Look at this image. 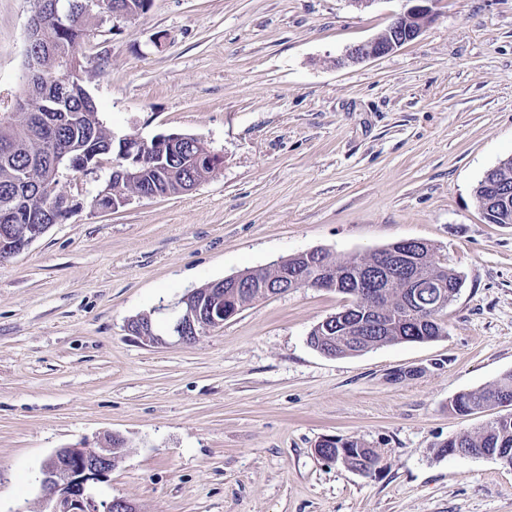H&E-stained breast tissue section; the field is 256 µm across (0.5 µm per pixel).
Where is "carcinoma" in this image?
<instances>
[{"label":"carcinoma","mask_w":512,"mask_h":512,"mask_svg":"<svg viewBox=\"0 0 512 512\" xmlns=\"http://www.w3.org/2000/svg\"><path fill=\"white\" fill-rule=\"evenodd\" d=\"M118 11L146 13L151 0H108ZM85 0H45L41 4L44 14L45 36L53 48L63 52L55 58L47 54L43 42L35 43L30 57L43 68V76L23 85V94L37 99L38 107L30 112L0 114V225H14L13 239L19 242L28 235L29 224H57L62 214L49 208L51 192L58 185L66 170L81 172L91 153H112V133L99 117L97 105L79 77L83 65L68 71L67 62L80 59L82 46L89 39L91 18L84 12ZM65 8L71 18L61 28L55 23V8ZM200 147L192 140L184 144L178 162L172 163L155 149L142 167L137 190L148 194H177L183 184L201 177L208 169L197 164ZM474 197L479 208L489 207L484 217L492 224L512 223V207L506 211L488 205L483 183H478ZM420 250L425 257L423 275L416 288V304L424 311L425 323L410 317L402 300V289L387 288L380 302L377 316L381 332L356 339L352 325L363 318L369 307L363 295L364 276L385 262L384 252L375 251L358 261L350 258L336 263L345 277L336 292L348 298L346 307L352 309L353 319L334 325L321 332H311L309 344L316 350L336 356L353 355L387 344L431 341L442 336V316L448 304L456 298L455 290L462 286L461 275L453 268L436 263L431 247L423 244ZM448 293V303L441 301L442 292ZM512 407V373L503 376L493 385L467 395V403H451L454 411L468 415L474 409ZM350 447L360 449L347 458L348 466L366 468L378 464L376 452L358 440ZM460 448L475 457L494 454L499 448H512V414L493 418L474 433H464L449 438L438 447L437 455H448V449Z\"/></svg>","instance_id":"cac0c4a2"}]
</instances>
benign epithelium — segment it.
<instances>
[{
  "mask_svg": "<svg viewBox=\"0 0 512 512\" xmlns=\"http://www.w3.org/2000/svg\"><path fill=\"white\" fill-rule=\"evenodd\" d=\"M411 3L398 14L387 28L377 37L350 47L344 59L351 63H360L367 59L387 55L394 50L414 41L434 19L436 0H407ZM191 136L170 133L158 134L153 138H121V148L117 154L118 165L113 169L112 186L133 185L140 174L141 163L155 144L164 141L169 145L170 153H177ZM202 151L198 158L206 161L210 173H215L223 165V156L200 144ZM128 196L103 192L97 207L115 210L124 205ZM410 242L403 243L401 251H390L392 266L404 268L409 263H418L416 251L407 250ZM313 256V262L303 274L277 267L279 281L272 286L261 281H247L243 275L226 277L214 281L205 289L203 296L194 290L175 303L174 316L170 319L168 335L181 344H190L199 335L210 329L224 326V321L239 311L237 292L240 288H260L274 290L278 294L295 288L313 286L333 289L339 276L336 267L321 260L324 252L316 249L306 252ZM229 288L232 295L224 297V289ZM128 330L135 336L151 343L162 344L164 338L154 330L150 317L138 316L128 323ZM336 438H325L321 446L315 448L318 457L328 463H338L352 452L350 448L333 449ZM112 441L100 448H59L51 454L41 468V485L46 497L54 502L50 512H136L135 506L120 498L100 499L94 489L111 472L115 455Z\"/></svg>",
  "mask_w": 512,
  "mask_h": 512,
  "instance_id": "obj_1",
  "label": "benign epithelium"
}]
</instances>
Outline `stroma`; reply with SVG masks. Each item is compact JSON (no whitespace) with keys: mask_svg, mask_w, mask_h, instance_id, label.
<instances>
[{"mask_svg":"<svg viewBox=\"0 0 512 512\" xmlns=\"http://www.w3.org/2000/svg\"><path fill=\"white\" fill-rule=\"evenodd\" d=\"M404 0H152L92 27L87 87L115 136L201 138L224 157L192 190L91 204L112 171L61 180L80 206L0 261V512H48L55 450L124 447L97 491L138 512H512V468L437 454L499 409L459 393L512 372V224L474 200L512 156V0H438L431 24L359 64ZM28 0H0V112L23 89ZM430 244L464 284L445 333L330 357L312 328L346 303L298 288L193 343L129 319L215 280L319 249L338 261ZM380 456L369 475L315 453ZM474 197L478 207L484 214V217L492 224H512V203L507 211L498 210L497 207L491 205L488 212L484 207L488 205L487 195L483 186V178L479 181L474 190ZM146 316L147 317L138 316L130 320L128 330L135 336L151 344L165 343L164 338L154 330L151 318L148 315ZM336 439L341 442H350V446L348 448H338L336 446ZM319 444H321V446L325 448L317 446V448H315V453L318 457H320L322 460L328 463H341L345 454L351 453L354 450V448H361L362 450H360V452H357V454L349 456L347 458L346 462L349 467L366 468L372 464L377 465L379 462V457L376 454V452L372 448H368L364 443L358 440H343L341 438L332 437L323 439ZM333 446H336L334 447L336 448L335 452H331Z\"/></svg>","mask_w":512,"mask_h":512,"instance_id":"35a3bbf8","label":"stroma"}]
</instances>
